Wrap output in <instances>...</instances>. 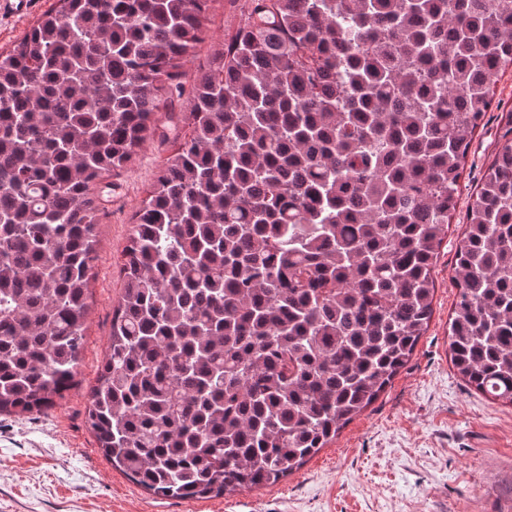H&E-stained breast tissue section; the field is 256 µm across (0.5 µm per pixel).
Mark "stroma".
<instances>
[{"mask_svg": "<svg viewBox=\"0 0 512 512\" xmlns=\"http://www.w3.org/2000/svg\"><path fill=\"white\" fill-rule=\"evenodd\" d=\"M246 0H211L206 39L181 66L192 90L210 54L236 33ZM512 131V68L468 152L461 193L433 268V314L406 367L326 448L273 485L225 495L159 499L112 467L87 423V392L108 351L131 217L187 134L147 139L94 189L96 228L85 350L75 386L40 414L0 416V512H512V406L470 388L453 368V267L483 172Z\"/></svg>", "mask_w": 512, "mask_h": 512, "instance_id": "35a3bbf8", "label": "stroma"}]
</instances>
